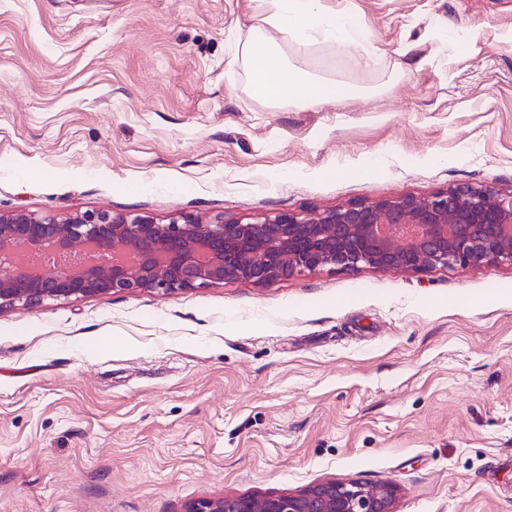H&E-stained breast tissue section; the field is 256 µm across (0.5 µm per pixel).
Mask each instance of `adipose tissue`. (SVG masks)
Segmentation results:
<instances>
[{
  "instance_id": "1",
  "label": "adipose tissue",
  "mask_w": 512,
  "mask_h": 512,
  "mask_svg": "<svg viewBox=\"0 0 512 512\" xmlns=\"http://www.w3.org/2000/svg\"><path fill=\"white\" fill-rule=\"evenodd\" d=\"M353 33L348 15L320 14L315 0H272L271 9L258 13L250 32L237 45L236 60L244 69L249 96L270 106L312 107L383 93L399 81V74L371 85L314 75L293 65L282 46L287 38L317 37L340 46Z\"/></svg>"
}]
</instances>
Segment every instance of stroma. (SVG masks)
Wrapping results in <instances>:
<instances>
[{"instance_id": "obj_1", "label": "stroma", "mask_w": 512, "mask_h": 512, "mask_svg": "<svg viewBox=\"0 0 512 512\" xmlns=\"http://www.w3.org/2000/svg\"><path fill=\"white\" fill-rule=\"evenodd\" d=\"M300 67L377 97L252 100L260 0H0V212L228 219L512 184V0H318ZM512 512V266L318 269L0 312V512H184L329 481Z\"/></svg>"}]
</instances>
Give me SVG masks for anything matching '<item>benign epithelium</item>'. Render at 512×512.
Returning a JSON list of instances; mask_svg holds the SVG:
<instances>
[{
  "instance_id": "1",
  "label": "benign epithelium",
  "mask_w": 512,
  "mask_h": 512,
  "mask_svg": "<svg viewBox=\"0 0 512 512\" xmlns=\"http://www.w3.org/2000/svg\"><path fill=\"white\" fill-rule=\"evenodd\" d=\"M50 249L40 267L29 255ZM512 266V186L464 184L321 212L227 220L76 210L0 213V312L103 294L267 285L304 271ZM397 487L326 481L260 497L221 495L186 512H396Z\"/></svg>"
}]
</instances>
